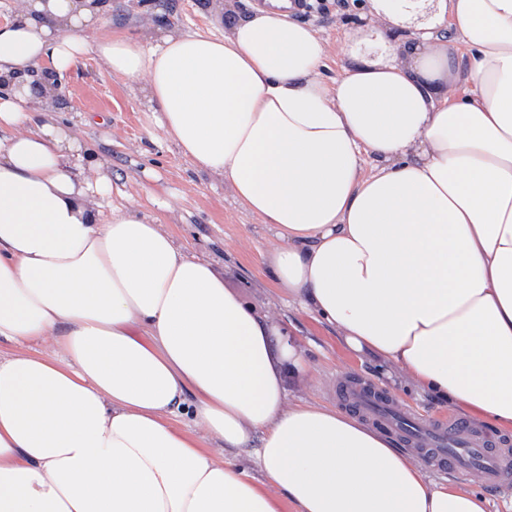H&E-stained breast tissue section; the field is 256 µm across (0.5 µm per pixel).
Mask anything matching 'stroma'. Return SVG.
Listing matches in <instances>:
<instances>
[{
	"label": "stroma",
	"instance_id": "35a3bbf8",
	"mask_svg": "<svg viewBox=\"0 0 512 512\" xmlns=\"http://www.w3.org/2000/svg\"><path fill=\"white\" fill-rule=\"evenodd\" d=\"M210 0H112L107 24L86 32L88 48L79 63L61 79V102L66 118L85 119L81 132L92 150L112 159L113 196L137 204L156 216L160 228L185 253L208 260L224 276L225 287L285 324L302 349L314 375L311 385L292 391L293 400L317 401L340 407L336 388L341 377L358 378L400 403L439 414L435 402L411 386L385 385L381 363L359 357L340 340L333 327L289 306L275 287L265 255L274 237L235 201L229 184L197 171L165 137L156 121L136 98L132 80L102 67L95 43L122 29L140 35L148 26L172 27L195 33L217 27ZM348 14L333 11L309 17L327 39V77H339L350 64L342 27Z\"/></svg>",
	"mask_w": 512,
	"mask_h": 512
}]
</instances>
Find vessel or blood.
<instances>
[{"label": "vessel or blood", "mask_w": 512, "mask_h": 512, "mask_svg": "<svg viewBox=\"0 0 512 512\" xmlns=\"http://www.w3.org/2000/svg\"><path fill=\"white\" fill-rule=\"evenodd\" d=\"M342 402L363 420L391 431L433 471L463 475L479 472L487 486L512 490V437L492 434L451 415L430 416L397 408L371 385L352 383Z\"/></svg>", "instance_id": "1"}]
</instances>
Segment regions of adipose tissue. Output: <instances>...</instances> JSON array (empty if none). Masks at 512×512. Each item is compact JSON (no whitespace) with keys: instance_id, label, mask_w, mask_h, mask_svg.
Wrapping results in <instances>:
<instances>
[{"instance_id":"ef3b65f1","label":"adipose tissue","mask_w":512,"mask_h":512,"mask_svg":"<svg viewBox=\"0 0 512 512\" xmlns=\"http://www.w3.org/2000/svg\"><path fill=\"white\" fill-rule=\"evenodd\" d=\"M369 8L331 81L321 31L276 2L212 0L224 31L120 32L96 54L269 225L292 301L512 426V0ZM107 10L15 0L0 24V339L19 347L0 357V512H487L385 434L289 403L288 379L312 378L290 335L156 217L107 203L111 163L61 120L57 84ZM40 342L57 356L28 352ZM201 431L254 448L252 469ZM202 440L203 448H208L211 454L218 460H223L224 455L230 459H234L236 462L242 465H250L251 459L248 456L247 451L238 450L235 448H225L224 442L218 440L205 433L199 432L197 434Z\"/></svg>"}]
</instances>
